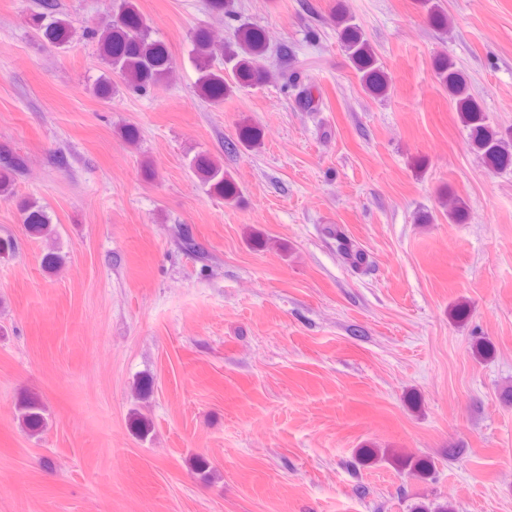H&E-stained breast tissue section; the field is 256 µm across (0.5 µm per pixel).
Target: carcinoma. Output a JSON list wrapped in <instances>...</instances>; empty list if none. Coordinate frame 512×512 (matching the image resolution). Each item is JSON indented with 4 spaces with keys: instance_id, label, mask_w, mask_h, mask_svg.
Listing matches in <instances>:
<instances>
[{
    "instance_id": "1",
    "label": "carcinoma",
    "mask_w": 512,
    "mask_h": 512,
    "mask_svg": "<svg viewBox=\"0 0 512 512\" xmlns=\"http://www.w3.org/2000/svg\"><path fill=\"white\" fill-rule=\"evenodd\" d=\"M30 22L45 42L60 47L69 41V24L55 0H41L40 11L31 15ZM343 32V47L363 88L375 94L388 89V77L374 49L364 38L354 18L342 14L337 18ZM98 39L100 57L108 72L94 84L96 95L108 99L119 91V85L134 93H146L168 79L170 73L167 48L150 39L146 20L137 9L135 0H112L109 23L102 30L90 31ZM192 57L198 78L196 88L205 100L220 104L234 89L261 85L268 46L263 32L248 22L241 23L232 42L216 46L206 31L199 29L191 37ZM437 78L448 90L463 123L473 131V143L488 162L499 169L512 164V139L486 123L479 104L469 93L467 80L454 63L443 58L436 65ZM25 158L8 149H0V196L12 194L15 178L25 170ZM192 168L208 191L225 200L238 196L236 184L224 175V167L207 157H196ZM19 210L23 223L34 234L51 231V218L45 207L35 200H22ZM327 237L336 242L338 255L351 267L367 266L366 254L339 228L324 227ZM23 426L32 434L41 432L45 420L40 408L28 403L21 414ZM409 474L420 479L429 475L432 463L426 458L405 461ZM413 512H455L448 499L430 500L416 505Z\"/></svg>"
}]
</instances>
